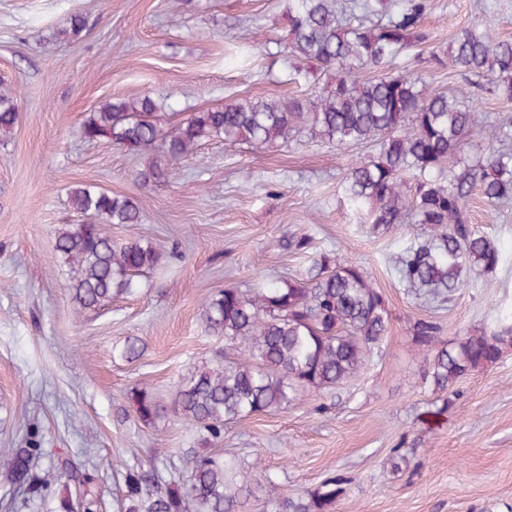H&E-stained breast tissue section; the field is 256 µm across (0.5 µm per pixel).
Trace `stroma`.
Wrapping results in <instances>:
<instances>
[{
    "label": "stroma",
    "instance_id": "obj_1",
    "mask_svg": "<svg viewBox=\"0 0 512 512\" xmlns=\"http://www.w3.org/2000/svg\"><path fill=\"white\" fill-rule=\"evenodd\" d=\"M429 2L421 25L433 42L478 20L512 39V0ZM286 8L287 0H0V88L20 114L0 136V448H37L42 468L90 474L93 512H120L124 477L141 466L154 465L159 484L176 479L200 432L173 417L141 423L128 391L147 385L171 400L182 378L223 349L200 319L214 292L306 278L312 254L326 253L364 263L390 327L378 355L338 388L225 425L214 450L263 477L241 512H271L268 480L298 496L331 476L344 492L328 512H512V349L437 394L410 331L431 321L453 342L512 310V201L492 206L473 193L469 219L501 262L470 274L451 301L430 302L394 269L424 226L371 233L343 194L348 168L373 146L305 132L264 149L210 140L166 181L144 186L136 173L147 155L83 135L89 113L115 98H166L189 112L311 93L314 83L291 78ZM74 16L83 22L75 35ZM428 56L427 45L412 47L391 70L432 74L433 87L512 124V101L455 70H433ZM83 183L137 197L141 223L105 230L117 242L149 240L166 256L139 294L86 312L70 301L54 247L58 228L80 220L69 191ZM298 230L310 238L307 252L285 245ZM130 336L144 352L128 362L115 351ZM79 494L66 479L39 495L0 480V512H57L61 496Z\"/></svg>",
    "mask_w": 512,
    "mask_h": 512
}]
</instances>
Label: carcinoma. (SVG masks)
Instances as JSON below:
<instances>
[{"label":"carcinoma","instance_id":"1","mask_svg":"<svg viewBox=\"0 0 512 512\" xmlns=\"http://www.w3.org/2000/svg\"><path fill=\"white\" fill-rule=\"evenodd\" d=\"M428 0H354L338 10L336 0H288L285 48L317 72L340 77L305 98H245L193 112H167L145 95L113 99L86 118L89 140L107 139L133 153L158 150L139 171L141 183L169 176L173 163L205 140L245 141L263 149L294 129L338 146L373 144L376 153L351 166L344 192L377 234L405 223L406 211L427 226L423 239L409 241L397 256L402 282L444 302L473 271L496 269L501 256L493 241L470 223L467 202L474 190L490 204L512 200V153L499 149L502 130L485 123L466 101L429 87L426 78L383 72L361 80L356 71L382 68L403 50L430 41L420 27ZM432 61L476 78H495L494 93L512 99V42L495 37L490 26L462 29L444 49L433 46ZM19 121L13 97L0 92V133ZM476 163L450 166L468 155L476 140ZM413 180L405 201V177ZM72 207L89 219L63 224L55 250L69 268L68 288L78 310H97L138 293L142 278L165 260L153 245L135 238L116 243L103 224H138L142 212L133 196L93 186L70 192ZM202 321L226 348L215 363L205 362L180 381L171 402L137 385L127 394L135 417L152 424L170 415L206 432L205 443L221 438L224 424L283 409L306 389H329L355 375L387 335L390 314L363 264L312 258L307 279L258 281L252 287L224 288L204 305ZM415 344L425 361L433 391L449 390L464 374L496 363L512 348V312L492 327L443 343L439 328L418 320ZM143 344L125 340L118 356L138 358ZM38 448L0 450V475L39 492L54 476L33 483ZM252 474L219 451L188 448L178 481L161 490L149 471L125 476L123 512H237L251 492ZM343 493L341 481L327 478L305 497L283 492L269 500L273 512H327Z\"/></svg>","mask_w":512,"mask_h":512}]
</instances>
